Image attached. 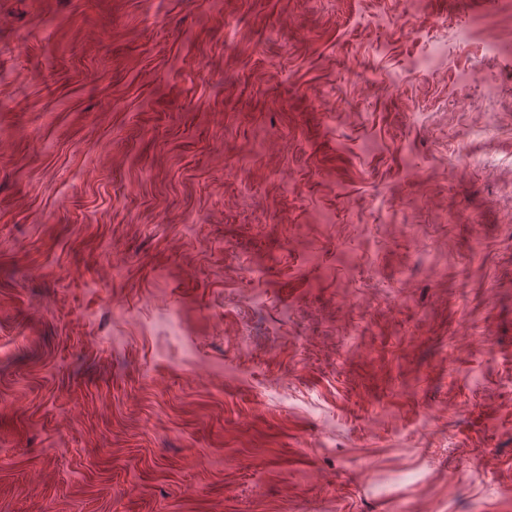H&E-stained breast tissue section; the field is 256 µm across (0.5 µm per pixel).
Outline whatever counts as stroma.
<instances>
[{"label":"stroma","mask_w":512,"mask_h":512,"mask_svg":"<svg viewBox=\"0 0 512 512\" xmlns=\"http://www.w3.org/2000/svg\"><path fill=\"white\" fill-rule=\"evenodd\" d=\"M0 512H512V0H0Z\"/></svg>","instance_id":"1"}]
</instances>
